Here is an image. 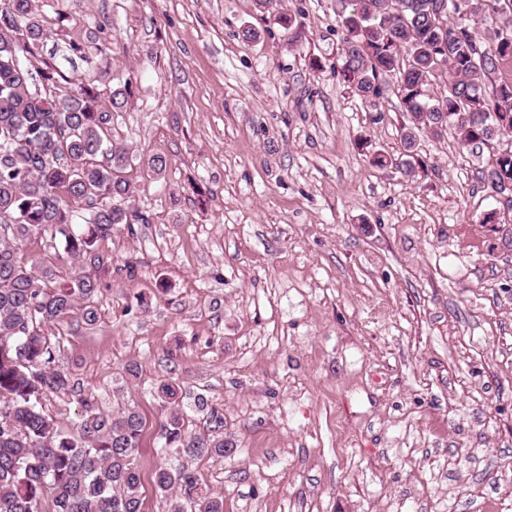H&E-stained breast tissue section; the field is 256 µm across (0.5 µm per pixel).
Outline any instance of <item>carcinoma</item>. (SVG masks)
Returning a JSON list of instances; mask_svg holds the SVG:
<instances>
[{"label": "carcinoma", "mask_w": 512, "mask_h": 512, "mask_svg": "<svg viewBox=\"0 0 512 512\" xmlns=\"http://www.w3.org/2000/svg\"><path fill=\"white\" fill-rule=\"evenodd\" d=\"M340 0L342 40L330 69L365 104L381 111L390 80L397 82L410 126L404 151L414 157L417 134L450 133L468 150H489L480 180L497 207L484 224L512 215V0ZM48 33L35 0H0V512H141V473L135 452L143 421L138 410L107 412L56 366L57 344L47 330L81 311L97 321L96 283L77 275L55 284L54 271L17 258L18 244L50 234L64 253L90 255L114 224H149L125 205L134 193L124 176L128 149L110 132L112 113L128 91H112V110L99 104L96 76L62 95L40 87L72 84L40 54ZM168 413L161 423L162 452L154 484L171 512H224V499L201 486L179 462L186 454L218 460L232 452L224 415L209 410L202 432L186 426L187 413L169 382L158 387ZM78 397L81 414L68 432L57 427L46 401Z\"/></svg>", "instance_id": "obj_1"}]
</instances>
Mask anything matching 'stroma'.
Here are the masks:
<instances>
[{
    "label": "stroma",
    "mask_w": 512,
    "mask_h": 512,
    "mask_svg": "<svg viewBox=\"0 0 512 512\" xmlns=\"http://www.w3.org/2000/svg\"><path fill=\"white\" fill-rule=\"evenodd\" d=\"M35 5L47 63L130 92L111 128L151 221L97 240L98 320L60 325L56 363L143 415V512L169 508L164 381L224 415L233 452L191 466L224 512H512V249L483 161L425 136L404 173L396 90L376 112L329 69L338 0H278L287 28L255 0ZM62 251L20 256L64 282Z\"/></svg>",
    "instance_id": "1"
}]
</instances>
